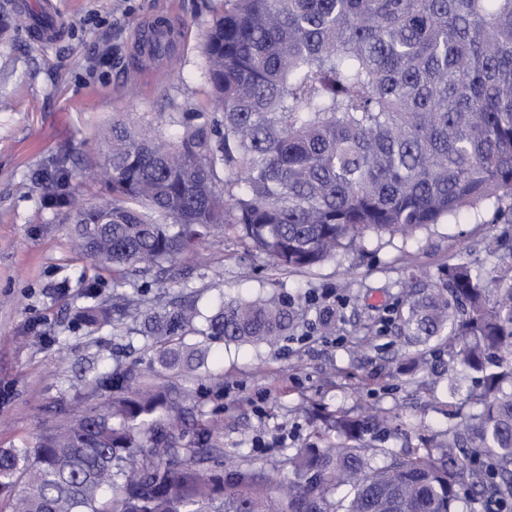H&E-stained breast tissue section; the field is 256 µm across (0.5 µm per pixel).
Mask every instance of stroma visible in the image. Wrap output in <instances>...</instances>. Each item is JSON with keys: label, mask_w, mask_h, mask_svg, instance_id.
<instances>
[{"label": "stroma", "mask_w": 512, "mask_h": 512, "mask_svg": "<svg viewBox=\"0 0 512 512\" xmlns=\"http://www.w3.org/2000/svg\"><path fill=\"white\" fill-rule=\"evenodd\" d=\"M15 0H0V446L29 442L39 427L59 420L70 401L69 383L106 369L147 366L150 342L125 331L103 330L112 357L100 360V337L73 330L74 310L87 282L103 285L112 301V273L76 253L70 242L74 202L106 196L95 170L105 148L99 129L127 118L166 135L182 112L209 109V84L201 50L204 32L223 12L224 0H54L62 37L37 43L27 26L39 20L41 0H29L23 19ZM181 28L184 41L155 57L148 74L136 61V37L152 24ZM66 169L57 202L41 191L44 177ZM495 206L462 211L414 237L370 235L356 249L320 266L281 272L267 257L221 234L202 246L203 262H189L179 287L152 296L171 301L195 294L202 306L221 296L256 297L274 291L302 295L298 328L266 346L217 347L208 374L186 380L182 445L196 447L200 434L224 451V471L252 472L275 484L287 476L288 457L319 441L324 415L343 409L359 415H398L367 451L384 466L385 449L433 447L454 420L449 402L479 394L474 372L456 367L444 376L407 371L395 309L407 271L437 276L449 262L482 273L497 265L481 245L500 233ZM336 310L334 331L315 324L317 309ZM65 338L64 347L42 341L40 331Z\"/></svg>", "instance_id": "obj_1"}]
</instances>
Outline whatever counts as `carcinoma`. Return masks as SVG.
<instances>
[{"label":"carcinoma","instance_id":"obj_1","mask_svg":"<svg viewBox=\"0 0 512 512\" xmlns=\"http://www.w3.org/2000/svg\"><path fill=\"white\" fill-rule=\"evenodd\" d=\"M211 117L182 112L170 137L114 121L102 131L110 196L76 213L71 242L112 269L171 267L232 232L276 270L310 269L371 233L407 237L481 204L512 200V0H224L202 43ZM489 277L449 263L409 273L397 313L410 368L480 374L479 409L433 448L383 449L366 436L390 421L338 411L336 441L298 448L292 477L267 486L224 476L221 448H183L181 381L213 344H272L293 331L301 297H183L148 306L115 294L116 323L152 339L154 357L71 385L90 403L0 448L8 512H463L512 505V232L484 242ZM91 281L74 329L110 314Z\"/></svg>","mask_w":512,"mask_h":512}]
</instances>
